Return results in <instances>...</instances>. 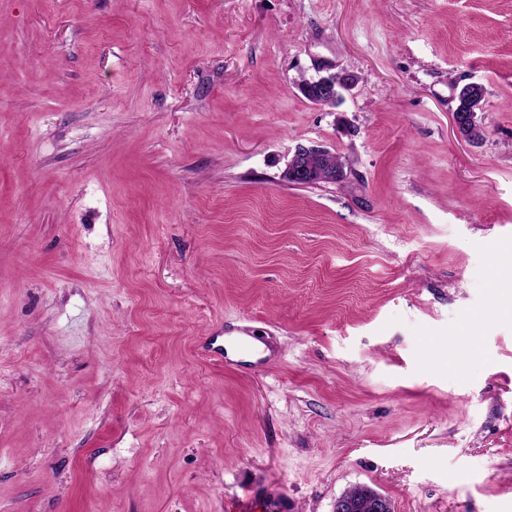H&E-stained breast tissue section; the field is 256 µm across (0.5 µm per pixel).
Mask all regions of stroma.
Returning <instances> with one entry per match:
<instances>
[{
  "label": "stroma",
  "mask_w": 512,
  "mask_h": 512,
  "mask_svg": "<svg viewBox=\"0 0 512 512\" xmlns=\"http://www.w3.org/2000/svg\"><path fill=\"white\" fill-rule=\"evenodd\" d=\"M237 327L267 370L202 354ZM358 485L512 512V0H0V512ZM357 83L358 79L355 75L348 72H336L333 71L332 66L323 65L318 67L316 77L300 85V91L303 95L313 92L312 100L315 104L325 101L332 103L337 101L336 98L341 97V91H349ZM472 85L474 86L470 88L468 84H465L459 89L457 106L463 108L462 110L464 111H469L470 107L473 105L472 97L474 95L477 97L479 96L478 93L473 92L476 89L475 86H481V84L473 83ZM462 110L456 108L453 112V122L457 132L464 138H467L471 141L479 140L480 138H477L475 135L476 128L471 125L475 120V113H471L468 116V114H465ZM303 149H305V150L312 149L315 152L322 153L323 156H325L328 159H330L331 156H336V154L334 152H332L326 148H321V147H301L300 148L299 147L295 150L290 161L288 162V166H287L286 173H285V177L287 180H288V178L297 179V178H299L300 175H306L308 178L315 177V173L305 172L304 167L301 165V162L298 161L297 155L299 153L303 152ZM331 169H332L331 161H329L327 164V167L325 168V171L322 173V178H326L324 176H328V178L323 179L324 180L323 182H328V181L334 182L333 178L330 175H334V174L336 175V172L344 169V164L338 156H336V172L335 173L331 172Z\"/></svg>",
  "instance_id": "stroma-1"
}]
</instances>
